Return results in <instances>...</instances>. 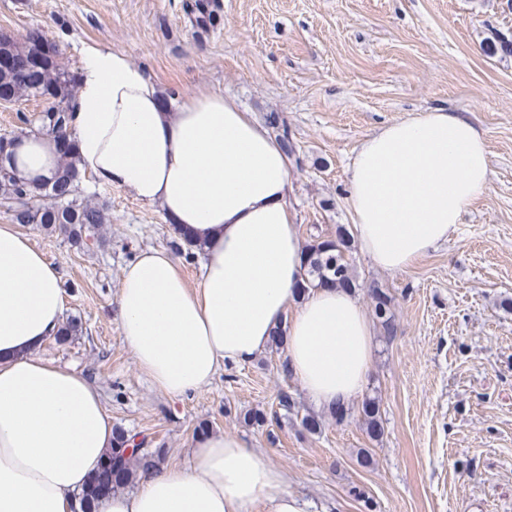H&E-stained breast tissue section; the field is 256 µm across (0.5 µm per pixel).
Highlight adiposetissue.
I'll list each match as a JSON object with an SVG mask.
<instances>
[{
	"instance_id": "obj_1",
	"label": "adipose tissue",
	"mask_w": 512,
	"mask_h": 512,
	"mask_svg": "<svg viewBox=\"0 0 512 512\" xmlns=\"http://www.w3.org/2000/svg\"><path fill=\"white\" fill-rule=\"evenodd\" d=\"M71 132L79 165L101 184L160 206L204 245L189 287L165 249L124 269L120 333L153 385L177 398L218 369L255 361L277 330L284 362L317 407L346 406L372 363L373 327L353 293L300 295L304 256L288 198V159L249 112L216 94L174 95L159 106L148 72L120 51L88 48ZM52 138L26 133L12 162L19 177H50ZM484 136L439 106L368 135L349 168L346 203L360 248L381 269L411 267L448 239L488 187ZM61 274L30 239L0 224V512H74L75 494L114 437L88 378L39 355L62 321ZM305 512L286 475L246 441L200 438L189 465L141 471L134 493L97 512Z\"/></svg>"
}]
</instances>
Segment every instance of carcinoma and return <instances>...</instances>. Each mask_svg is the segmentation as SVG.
I'll use <instances>...</instances> for the list:
<instances>
[{
	"mask_svg": "<svg viewBox=\"0 0 512 512\" xmlns=\"http://www.w3.org/2000/svg\"><path fill=\"white\" fill-rule=\"evenodd\" d=\"M212 0H194L191 5V21L204 27L213 18ZM48 41L38 31L29 32L23 40L8 37L0 38V52L15 55H30L46 52ZM493 54L512 56V38L498 34L487 44ZM13 88L14 101L29 98H42L47 101L44 112L37 119L36 131L59 141L62 136H71L70 124L74 107L76 81L73 74L49 61L38 77L30 82H22L6 71H0V86ZM266 124L280 141L288 154L294 149L288 134V126L275 114L266 117ZM59 162L53 175L42 181L32 182L19 177L9 164V159H0V203L11 212L15 224H37L52 231H59L69 237L79 239L96 233L98 226L106 223L105 208L80 200L77 196L79 184L84 174L78 167L75 141H70L66 149H58ZM352 240L346 227H336V237L315 240L305 250V279L302 291L321 288L330 282L338 288H355L357 280L353 267L346 258L351 252ZM374 315L384 336H392L396 330L395 315L392 311L393 298L387 289L374 284L370 286ZM358 413L370 439L376 440L384 434L379 404L374 397L365 398ZM133 447L131 453L125 448ZM165 454L162 448L135 447L134 437L123 429L116 431L112 448L105 459L112 461L114 471L109 487H104L102 474L98 469L90 476L79 493L82 502L81 512H94L95 503L106 496L129 487L138 471L158 465Z\"/></svg>",
	"mask_w": 512,
	"mask_h": 512,
	"instance_id": "cac0c4a2",
	"label": "carcinoma"
}]
</instances>
